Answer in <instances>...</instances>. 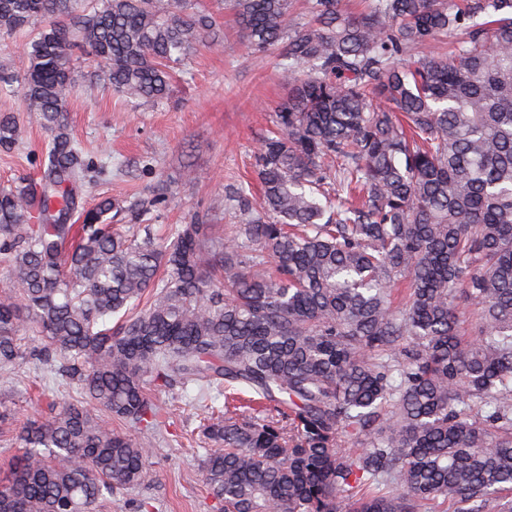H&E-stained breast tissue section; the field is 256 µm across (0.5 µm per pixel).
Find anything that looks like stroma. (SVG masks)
I'll use <instances>...</instances> for the list:
<instances>
[{
    "mask_svg": "<svg viewBox=\"0 0 512 512\" xmlns=\"http://www.w3.org/2000/svg\"><path fill=\"white\" fill-rule=\"evenodd\" d=\"M220 29L215 42L198 45L192 59L176 68L166 103L126 101L95 79L98 66L88 56L75 65L76 82L67 102L71 132L93 160L80 189L84 205L112 196L127 212L117 221L134 223L132 206L148 204L154 187L167 189L153 223L182 224L198 212L216 208L221 231L240 216L225 207L224 190L240 180H255V150L272 128L274 112L287 95L280 78L283 50H254L219 0H197ZM0 113L13 114L21 134L12 152L0 151V187L36 169L45 140L34 107L21 89L0 95ZM58 402L79 400L75 386L46 380L32 363L20 362L6 401L17 422L40 413L30 403L34 391ZM172 417L161 429L141 432L153 449L151 485L114 492L104 512H134L135 500L150 499L153 512H213V500L202 478L200 460L209 446L199 432L210 402L185 403L166 392Z\"/></svg>",
    "mask_w": 512,
    "mask_h": 512,
    "instance_id": "stroma-1",
    "label": "stroma"
}]
</instances>
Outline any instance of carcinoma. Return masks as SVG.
Wrapping results in <instances>:
<instances>
[{"instance_id":"cac0c4a2","label":"carcinoma","mask_w":512,"mask_h":512,"mask_svg":"<svg viewBox=\"0 0 512 512\" xmlns=\"http://www.w3.org/2000/svg\"><path fill=\"white\" fill-rule=\"evenodd\" d=\"M292 4L223 0L254 48L284 45L260 204L239 182L228 235L141 206L128 236L110 197L71 223L92 165L73 62L164 102L212 22L191 0H0L1 33L34 28L46 132L36 176L0 188V385L28 360L85 396L20 427L0 512H100L148 482L112 419L153 425L150 382L224 397L200 429L217 512H512V0H304L296 28ZM19 136L0 116V148Z\"/></svg>"}]
</instances>
